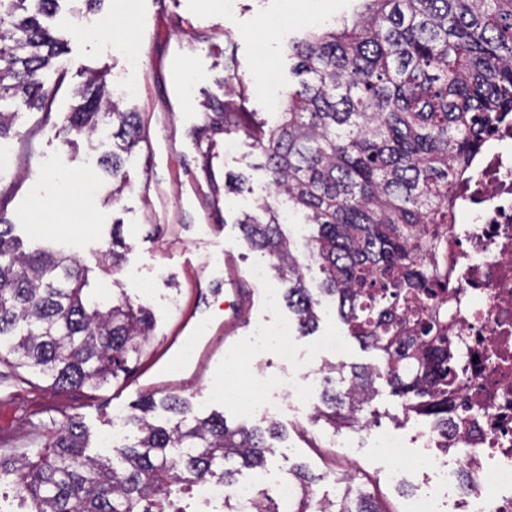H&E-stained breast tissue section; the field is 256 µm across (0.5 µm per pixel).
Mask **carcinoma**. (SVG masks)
I'll list each match as a JSON object with an SVG mask.
<instances>
[{"label": "carcinoma", "instance_id": "1", "mask_svg": "<svg viewBox=\"0 0 512 512\" xmlns=\"http://www.w3.org/2000/svg\"><path fill=\"white\" fill-rule=\"evenodd\" d=\"M63 0H0V103L46 105L41 73L64 53L44 25ZM365 12L292 43L298 86L273 129L256 131L272 184L305 223L321 292L336 302L350 336L377 364L353 372L351 387L325 395L316 418L332 428L367 419L383 380L409 412L439 425L459 413V364L448 338V292L435 265L448 243L454 187L485 132L512 114V0H364ZM66 130L76 138L107 132L119 151L103 159L117 180L121 154L143 140L136 113L108 105L106 74L90 77ZM239 220L251 246L288 278L283 296L301 330L318 320L319 301L304 284L276 211ZM88 270L68 255L19 250L0 217V360L77 388L117 375L149 342V312L127 299L101 311L86 301ZM173 415L167 426L150 414ZM127 422L137 441L119 461L86 453L79 415L67 416L38 460L0 458V474L20 472L31 512H179L171 496L199 479L236 483L238 460L264 468L281 433L230 426L222 415H190L186 400L144 395ZM302 492L283 506L268 496L259 512H312L323 476L298 465ZM320 512H383L352 488L320 502Z\"/></svg>", "mask_w": 512, "mask_h": 512}]
</instances>
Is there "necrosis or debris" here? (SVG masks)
Returning a JSON list of instances; mask_svg holds the SVG:
<instances>
[{
    "instance_id": "necrosis-or-debris-1",
    "label": "necrosis or debris",
    "mask_w": 512,
    "mask_h": 512,
    "mask_svg": "<svg viewBox=\"0 0 512 512\" xmlns=\"http://www.w3.org/2000/svg\"><path fill=\"white\" fill-rule=\"evenodd\" d=\"M456 206L468 221L448 236L449 334L461 378L453 433L421 425L409 444L401 425L364 421L336 433L335 445L347 457L375 448L385 482L408 492L403 512H512V118L488 132ZM274 342L288 373L246 383V407L269 422L300 401L307 379L292 367L287 328ZM193 490L198 512H223L228 499L236 512H256L261 498L250 481L207 479Z\"/></svg>"
}]
</instances>
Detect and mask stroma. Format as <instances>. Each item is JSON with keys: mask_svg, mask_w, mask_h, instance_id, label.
<instances>
[{"mask_svg": "<svg viewBox=\"0 0 512 512\" xmlns=\"http://www.w3.org/2000/svg\"><path fill=\"white\" fill-rule=\"evenodd\" d=\"M362 9L361 0H106L97 19L110 26L94 32L73 27L70 5L51 22L67 51L41 78L55 92L51 114L13 105L10 158L0 168V216L12 224L24 251H60L89 271L93 303L108 308L119 298L144 306L151 316L149 348L159 366L181 368L184 355L165 345L193 280L211 288L208 313L224 317L226 269L254 289L252 307L243 309L239 335L217 342L200 362L196 378L169 391L185 398L194 413L224 414L228 424H256L239 400L216 397L231 357L252 355L251 372L272 379L288 369L278 350L258 343L259 336L288 325L300 364L319 374L313 391L321 403L326 391L345 389L353 369L376 363L373 351L348 337L331 300H323L317 329L299 332L275 273L257 282L252 271L268 256L245 239L240 219L257 213L261 203L281 207L283 199L261 170L262 157L244 131H224L220 112L244 107L253 122L276 125L287 103L293 74L289 47L310 30L331 26ZM107 74L111 100L139 113L146 139L127 157L125 188L117 203L106 202L112 187L98 163L112 151L108 140L65 141L63 125L78 105L76 91L91 73ZM248 89L239 99L238 84ZM120 227L127 248L119 266L105 262L113 227ZM341 336V357L321 353L324 338ZM336 373H328V366ZM154 376L144 360L126 374L91 387L61 388L30 371L0 364V454L32 453L53 440L64 417L56 404L79 413L89 436V453L101 452V439L115 416L129 415ZM282 438L273 440L267 467L287 475L294 465L320 474L319 497L334 494V481L352 472L355 486L374 493L388 512H400V495L386 485L368 453L356 460L327 447L331 428L321 421L284 413L277 421Z\"/></svg>", "mask_w": 512, "mask_h": 512, "instance_id": "obj_1", "label": "stroma"}]
</instances>
